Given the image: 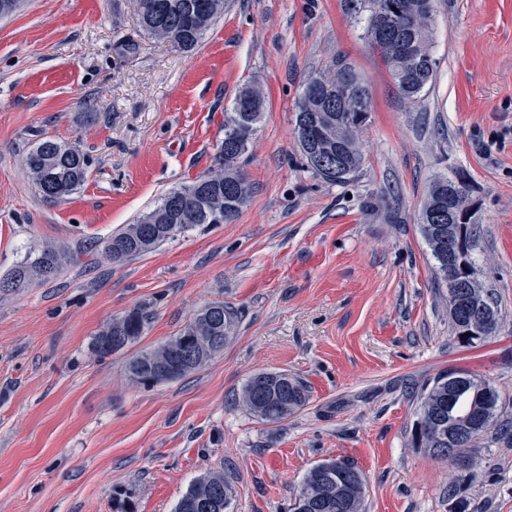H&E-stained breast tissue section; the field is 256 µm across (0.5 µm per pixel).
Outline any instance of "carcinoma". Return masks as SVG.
Listing matches in <instances>:
<instances>
[{
	"mask_svg": "<svg viewBox=\"0 0 512 512\" xmlns=\"http://www.w3.org/2000/svg\"><path fill=\"white\" fill-rule=\"evenodd\" d=\"M352 10L365 15V35L381 59L404 100L417 103L430 89L437 72L431 51L430 21L433 0H351ZM141 24L158 41L184 52L196 49L224 13V0H138ZM266 110L260 88L243 87L232 111L224 113V138L216 144L214 163L196 180L174 187L135 222L112 233L103 252L113 263L146 255L177 236L205 224H230L250 197V185L239 160L249 139L230 143L239 132L255 134ZM294 134L310 172L331 183H347L360 172L364 154L360 133L371 112L366 84L344 60L309 76L295 106ZM28 176L47 201H60L86 181L89 161L76 149L44 140L26 156ZM469 184L460 171L439 175L424 199L421 232L434 259L436 276L448 282V214H455V230L462 233L464 265L480 273L471 258L476 227L466 205ZM77 260L71 251L46 246L28 251L0 280V290L15 292L34 282H49ZM466 294L448 286L451 331L459 342L474 346L495 336L502 327L494 294L483 282H466ZM475 317L477 336L464 339L460 327L466 315ZM148 315L140 308L115 317L95 338L101 358L108 357L144 334ZM239 324L235 310L222 301L200 308L193 319L161 345L144 350L126 363L129 378L143 385L177 380L204 366ZM184 361L171 377L160 374L162 365ZM309 399L306 385L282 371L260 372L247 380L239 398L242 406L267 424L288 419ZM500 395L487 380L463 370H450L423 387L411 445L436 459L463 460L477 436L498 424ZM301 485L322 500L315 508L297 490L292 512H364V479L344 460L325 459L313 465ZM230 485L224 472H210L196 479L178 500L174 512H224V494Z\"/></svg>",
	"mask_w": 512,
	"mask_h": 512,
	"instance_id": "obj_1",
	"label": "carcinoma"
}]
</instances>
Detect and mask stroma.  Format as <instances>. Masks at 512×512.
Instances as JSON below:
<instances>
[{
	"label": "stroma",
	"mask_w": 512,
	"mask_h": 512,
	"mask_svg": "<svg viewBox=\"0 0 512 512\" xmlns=\"http://www.w3.org/2000/svg\"><path fill=\"white\" fill-rule=\"evenodd\" d=\"M430 41L436 78L413 105L348 0H226L190 53L143 29L136 0H26L0 18V276L47 244L78 254L49 283L0 293V512H174L211 471L229 480L226 512H289L330 458L361 471L365 512H512V437L480 435L462 464L411 445L421 389L451 369L490 381L512 422V0H434ZM338 58L372 108L345 184L314 177L294 139L304 80ZM250 84L267 109L237 219L104 259L113 231L210 168ZM45 139L89 160L60 202L24 169ZM456 169L504 319L475 347L450 330L420 231L431 181ZM216 300L240 315L223 351L175 381H129V357ZM143 305V336L98 358L103 327ZM261 371L299 377L307 404L258 421L239 396Z\"/></svg>",
	"instance_id": "35a3bbf8"
}]
</instances>
